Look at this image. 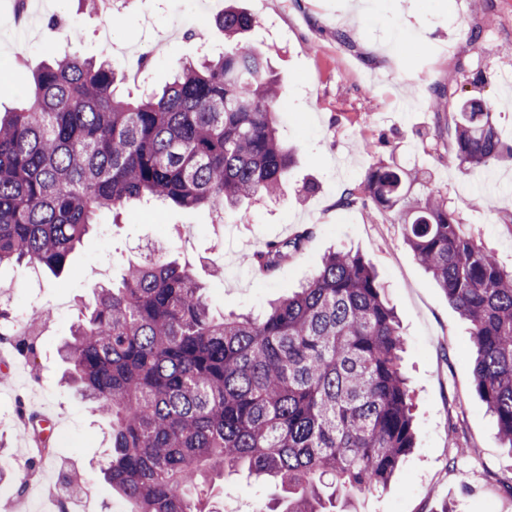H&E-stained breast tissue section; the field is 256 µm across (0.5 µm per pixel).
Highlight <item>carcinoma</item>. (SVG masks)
Wrapping results in <instances>:
<instances>
[{"label": "carcinoma", "instance_id": "obj_1", "mask_svg": "<svg viewBox=\"0 0 512 512\" xmlns=\"http://www.w3.org/2000/svg\"><path fill=\"white\" fill-rule=\"evenodd\" d=\"M257 25L233 4L216 18L224 51L180 64L140 101L117 91L108 58L53 57L26 106L0 114V265L54 275L104 212L141 202L220 216L273 198L298 147L278 133L280 89L240 37ZM453 159L512 163L493 106L448 81ZM417 172L377 162L339 205L371 202L471 325L475 388L512 450V270L503 269L448 199L409 195ZM306 234L272 241L252 264L275 271ZM91 289L61 350L69 378L112 419L107 482L135 512H207L213 472L247 466L277 478L288 503L326 512L322 489L349 505L384 488L413 448L405 341L373 267L332 251L294 294L259 315L214 312L191 265L163 249Z\"/></svg>", "mask_w": 512, "mask_h": 512}]
</instances>
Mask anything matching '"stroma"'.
Returning a JSON list of instances; mask_svg holds the SVG:
<instances>
[{
  "mask_svg": "<svg viewBox=\"0 0 512 512\" xmlns=\"http://www.w3.org/2000/svg\"><path fill=\"white\" fill-rule=\"evenodd\" d=\"M13 0H0V66L13 60L18 39L29 49L14 87L0 84V106H18L48 48L84 58L108 56L134 99L162 88L178 66L222 50L213 18L224 0H116L111 44L100 15L77 0H36L26 34L10 25ZM258 19L245 43L265 51L282 99L280 133L297 144V162L279 195L243 202L216 221L204 209L143 204L119 217L103 214L73 255L79 272L31 273L0 268V285L14 294L8 307L18 334L35 333L34 353L0 352V512H42L41 492L24 496L14 476L32 474L54 490L82 479L90 512H129L130 505L101 468L110 454L111 421L82 401L63 376L59 354L92 284L118 277L145 259L156 240L175 258L193 259V275L215 311L259 313L299 288L332 250L360 254L378 272L405 339L402 370L414 395L415 446L387 488L358 498L357 512H512V452L478 396L469 324L406 245L400 225L370 207L344 209V189L361 182L377 161L412 166L431 177L467 228L508 268L512 221L501 209L512 200V164L460 169L453 161L451 111L430 105L434 90L456 75L461 95L488 100L504 139L512 141V0H240ZM59 18L79 34L54 41L47 27ZM349 33L338 42L336 31ZM312 193H304L306 185ZM307 239L300 253L273 274L255 272L248 257L270 241ZM50 320L33 324L35 313ZM54 419L49 449L35 451L15 423L21 408ZM457 446L449 458V446ZM213 512H263L284 495L248 470L214 478L205 488Z\"/></svg>",
  "mask_w": 512,
  "mask_h": 512,
  "instance_id": "1",
  "label": "stroma"
}]
</instances>
